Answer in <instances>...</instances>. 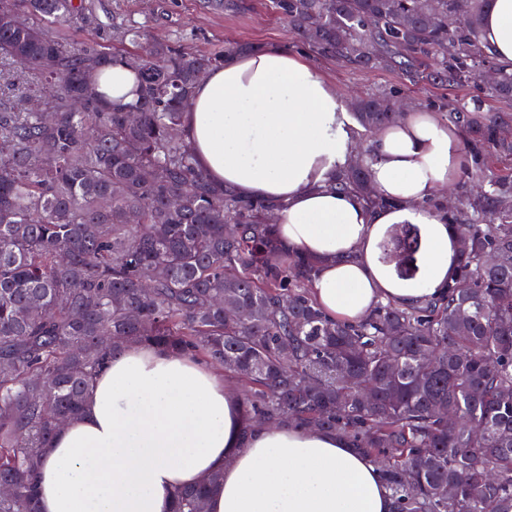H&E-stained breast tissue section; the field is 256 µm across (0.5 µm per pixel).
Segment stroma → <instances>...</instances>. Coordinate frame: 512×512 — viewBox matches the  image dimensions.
Here are the masks:
<instances>
[{"label":"stroma","instance_id":"obj_1","mask_svg":"<svg viewBox=\"0 0 512 512\" xmlns=\"http://www.w3.org/2000/svg\"><path fill=\"white\" fill-rule=\"evenodd\" d=\"M135 23L163 35L186 54L219 52L237 45L262 46L271 42L288 45L309 61L321 75L336 84L345 101L383 95L401 89L407 109H429L440 103L441 116H449L457 104L481 96L484 110L512 116V98L480 95L477 87L440 88L403 85L399 76L384 67L354 68L313 54L272 10L270 0H243L239 9L215 11L201 0H85V9L59 27L64 42L135 53L138 46L116 36L120 26Z\"/></svg>","mask_w":512,"mask_h":512}]
</instances>
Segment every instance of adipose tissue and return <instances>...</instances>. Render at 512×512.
I'll return each mask as SVG.
<instances>
[{
  "label": "adipose tissue",
  "instance_id": "adipose-tissue-1",
  "mask_svg": "<svg viewBox=\"0 0 512 512\" xmlns=\"http://www.w3.org/2000/svg\"><path fill=\"white\" fill-rule=\"evenodd\" d=\"M482 39L512 70V0H492ZM97 90L115 105L138 97L123 64ZM344 98L303 57L273 44L228 56L194 90L179 132L199 168L246 201L275 210V235L319 262L312 292L331 318L359 320L380 301L402 306L445 292L458 260L446 212L428 208L455 182L467 151L438 113L403 114L367 146V207L336 189L357 151ZM413 224L417 272L399 276L379 245ZM224 482L207 512H392L377 465L336 434L249 423L224 375L187 352L131 344L95 376L81 416L56 433L37 477L41 512H171L177 491L213 472Z\"/></svg>",
  "mask_w": 512,
  "mask_h": 512
}]
</instances>
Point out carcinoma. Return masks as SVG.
Masks as SVG:
<instances>
[{
    "label": "carcinoma",
    "instance_id": "obj_1",
    "mask_svg": "<svg viewBox=\"0 0 512 512\" xmlns=\"http://www.w3.org/2000/svg\"><path fill=\"white\" fill-rule=\"evenodd\" d=\"M0 12V80L37 78L0 98V512H38L36 479L59 421L77 417L104 360L131 342L188 350L248 387L249 419L334 433L372 461L394 512H512V177L485 173V151L512 154L499 112L453 113L483 186L465 203L448 292L411 306L377 304L332 321L311 293L317 262L279 261L265 207L211 182L177 135L195 85L224 55H187L137 25L117 35L139 53L60 41L53 29L83 0H14ZM490 0H274L318 55L385 65L411 84L455 87L490 64L487 89L512 97V71L481 37ZM119 61L141 79L130 107L102 100L95 75ZM37 98L52 111L27 106ZM83 107L74 110L75 98ZM370 131L397 120L387 96L360 100ZM139 113L133 123L128 114ZM370 171L336 188L385 200ZM236 226L234 235L226 225ZM420 249L395 227L382 259L401 269ZM241 308L233 320L226 310ZM455 414L448 420L446 413ZM213 473L181 491L174 512H205Z\"/></svg>",
    "mask_w": 512,
    "mask_h": 512
}]
</instances>
